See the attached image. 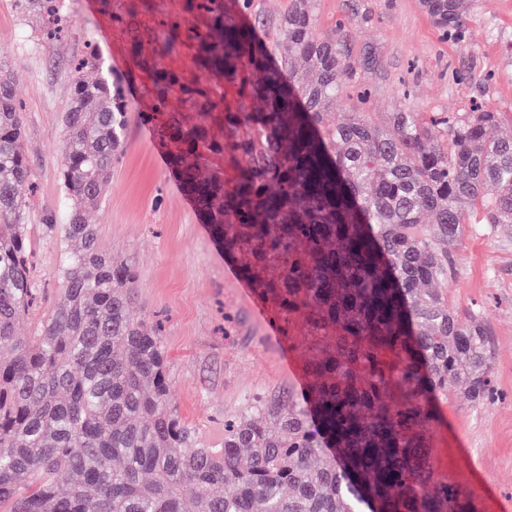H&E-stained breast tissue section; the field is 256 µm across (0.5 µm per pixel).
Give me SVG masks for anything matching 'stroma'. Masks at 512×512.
I'll list each match as a JSON object with an SVG mask.
<instances>
[{"mask_svg": "<svg viewBox=\"0 0 512 512\" xmlns=\"http://www.w3.org/2000/svg\"><path fill=\"white\" fill-rule=\"evenodd\" d=\"M129 2L111 0L107 10L101 0H56L49 16L0 0V63L11 70L24 106L23 144L34 172L21 189L36 238L33 270L51 282L65 249L59 234L42 226L66 221L62 113L69 75L92 50L122 82L131 112L125 150L88 220L102 247L137 269L138 303L130 314L162 321L172 401L211 447L251 399L301 393L306 347L289 342L271 303L237 275L172 178L156 128L143 120L154 109L152 76L132 59L128 30L116 21ZM142 2L134 25L144 43L171 24L186 37L207 28V15L189 10L187 0ZM467 3L463 26L451 33L433 23L421 0H317V27L324 32L351 20L358 82L371 92L368 110L377 125L394 112H462L475 102L512 113V0ZM162 63L184 84L210 87L227 109H260L238 86L199 69L191 47ZM481 218V210L470 211L448 299L462 311L481 307L497 395L479 406L461 389L438 400L432 463L473 497L478 512H512V227L481 230Z\"/></svg>", "mask_w": 512, "mask_h": 512, "instance_id": "35a3bbf8", "label": "stroma"}]
</instances>
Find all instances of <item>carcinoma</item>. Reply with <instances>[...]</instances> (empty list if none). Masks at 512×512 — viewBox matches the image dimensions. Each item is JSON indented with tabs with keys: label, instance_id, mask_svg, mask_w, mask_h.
Segmentation results:
<instances>
[{
	"label": "carcinoma",
	"instance_id": "cac0c4a2",
	"mask_svg": "<svg viewBox=\"0 0 512 512\" xmlns=\"http://www.w3.org/2000/svg\"><path fill=\"white\" fill-rule=\"evenodd\" d=\"M210 25L194 36L202 70L240 82L260 112H226L160 58L184 46L172 29L145 57L155 111L173 90L197 109L167 113L157 131L174 178L277 319L304 317L309 382L300 395L255 398L204 448L170 400L162 323L134 320L137 271L100 245L85 220L100 206L131 110L119 80L92 78L96 53L71 72L62 123V230L76 247L57 272L63 297L23 341L16 325L47 285L31 268L33 171L23 112L0 68V512H476L431 464L435 400L463 385L495 396L493 349L481 312L459 313L440 286L456 280L461 203L485 224H512V137L505 120L472 112H393L376 125L370 95L344 112L357 81L352 31L317 32L316 0H289L282 41L256 23L224 20V0H195ZM441 28L465 0H422ZM221 124L227 139L210 138ZM239 161L235 183L206 176V154Z\"/></svg>",
	"mask_w": 512,
	"mask_h": 512
}]
</instances>
